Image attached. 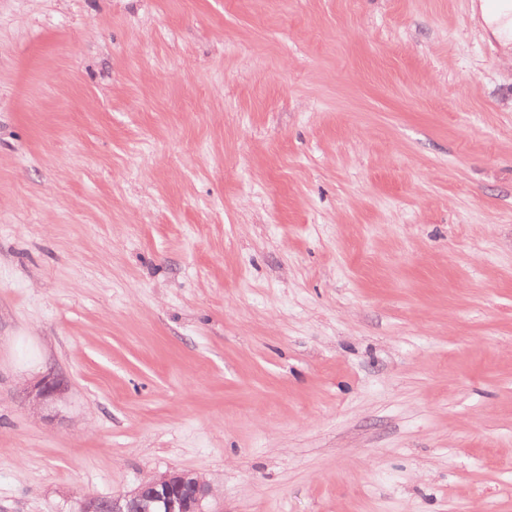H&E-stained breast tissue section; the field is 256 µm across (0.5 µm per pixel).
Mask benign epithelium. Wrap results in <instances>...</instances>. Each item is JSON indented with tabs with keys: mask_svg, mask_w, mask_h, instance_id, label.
<instances>
[{
	"mask_svg": "<svg viewBox=\"0 0 512 512\" xmlns=\"http://www.w3.org/2000/svg\"><path fill=\"white\" fill-rule=\"evenodd\" d=\"M64 391L63 379L49 373L26 391V398L41 405L60 398ZM211 495L212 487L201 476L174 470L112 497V512H205L203 503Z\"/></svg>",
	"mask_w": 512,
	"mask_h": 512,
	"instance_id": "benign-epithelium-1",
	"label": "benign epithelium"
}]
</instances>
